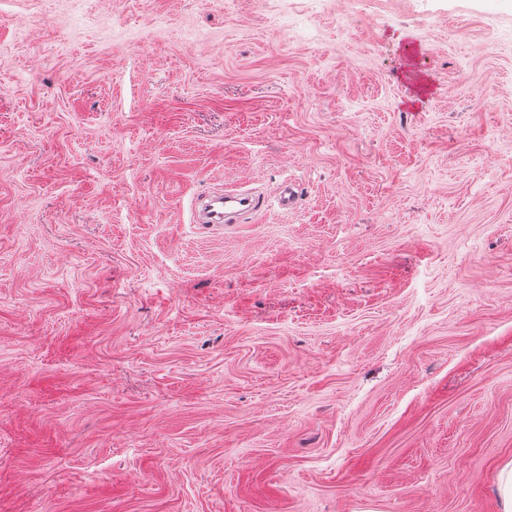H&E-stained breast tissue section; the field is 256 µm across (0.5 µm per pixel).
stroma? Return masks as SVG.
Listing matches in <instances>:
<instances>
[{
  "label": "stroma",
  "instance_id": "obj_1",
  "mask_svg": "<svg viewBox=\"0 0 512 512\" xmlns=\"http://www.w3.org/2000/svg\"><path fill=\"white\" fill-rule=\"evenodd\" d=\"M510 462L512 0H0V512H501ZM214 202L219 204L214 206ZM228 203H234L237 210L232 213L227 212ZM264 203L266 204L265 197H261L260 194L256 195L252 190L225 191L224 194L210 198L205 204L203 219L200 217V212L197 211L196 224L240 223L245 216L264 210ZM230 214H234L233 217L230 218Z\"/></svg>",
  "mask_w": 512,
  "mask_h": 512
}]
</instances>
